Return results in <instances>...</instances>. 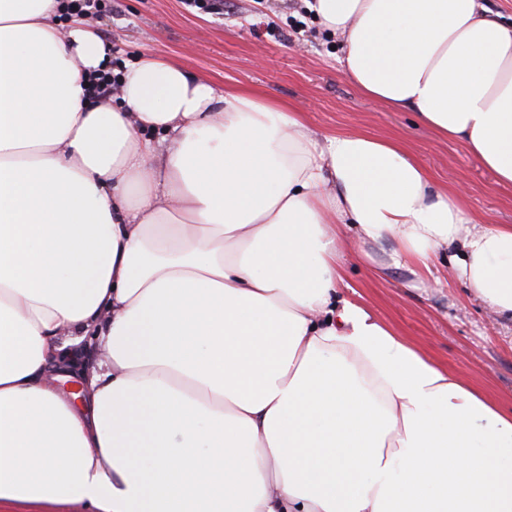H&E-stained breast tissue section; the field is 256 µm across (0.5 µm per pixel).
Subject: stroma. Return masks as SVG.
I'll return each mask as SVG.
<instances>
[{
  "mask_svg": "<svg viewBox=\"0 0 512 512\" xmlns=\"http://www.w3.org/2000/svg\"><path fill=\"white\" fill-rule=\"evenodd\" d=\"M298 0H224L207 14L183 0H114L94 29L123 62L153 54L207 78L216 91L253 90L303 113L317 138L363 132L398 142L429 172L436 188L459 192L486 224L512 225V186L458 144L421 125L414 112L364 96L337 70L336 37L314 19L295 32ZM391 243L349 259L341 293L368 307L436 362L512 408V320L467 297L451 266L426 282L390 263Z\"/></svg>",
  "mask_w": 512,
  "mask_h": 512,
  "instance_id": "obj_1",
  "label": "stroma"
}]
</instances>
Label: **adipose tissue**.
Segmentation results:
<instances>
[{
  "mask_svg": "<svg viewBox=\"0 0 512 512\" xmlns=\"http://www.w3.org/2000/svg\"><path fill=\"white\" fill-rule=\"evenodd\" d=\"M0 0V508L512 512V410L340 297L349 246L450 259L512 319V225L395 142ZM368 97L512 185V21L482 0H310ZM97 364L63 389L70 347ZM113 65L114 63L112 60V70L100 71L99 73L92 76L91 86L88 91L91 92L95 97H101L118 89L121 76L120 70H122L123 67L118 66V69L115 70ZM118 70L119 72L115 73V71Z\"/></svg>",
  "mask_w": 512,
  "mask_h": 512,
  "instance_id": "adipose-tissue-1",
  "label": "adipose tissue"
}]
</instances>
